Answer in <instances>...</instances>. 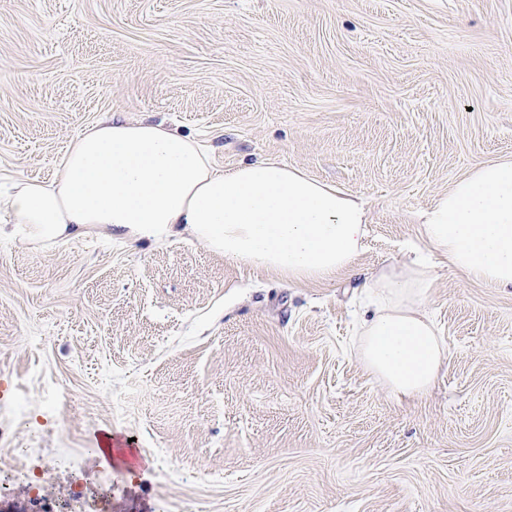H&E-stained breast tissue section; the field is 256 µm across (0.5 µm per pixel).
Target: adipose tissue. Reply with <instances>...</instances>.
I'll use <instances>...</instances> for the list:
<instances>
[{
  "label": "adipose tissue",
  "mask_w": 512,
  "mask_h": 512,
  "mask_svg": "<svg viewBox=\"0 0 512 512\" xmlns=\"http://www.w3.org/2000/svg\"><path fill=\"white\" fill-rule=\"evenodd\" d=\"M50 182L12 180L8 208L29 241L100 228L130 241L187 233L225 260L327 280L352 269L366 202L300 169L257 160L222 170L195 139L149 120L106 119L79 133ZM423 236L466 279L512 288V158L473 167L421 211ZM431 277L410 261L368 283L359 356L396 396L428 392L445 349L422 310Z\"/></svg>",
  "instance_id": "obj_1"
}]
</instances>
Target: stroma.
Segmentation results:
<instances>
[{"instance_id": "35a3bbf8", "label": "stroma", "mask_w": 512, "mask_h": 512, "mask_svg": "<svg viewBox=\"0 0 512 512\" xmlns=\"http://www.w3.org/2000/svg\"><path fill=\"white\" fill-rule=\"evenodd\" d=\"M112 116L335 184L368 234L354 273L291 283L186 233L37 247L0 195V459L73 449L112 512H512V288L415 221L512 158V0H0V174L56 179ZM408 245L446 362L398 398L359 358L361 286Z\"/></svg>"}]
</instances>
